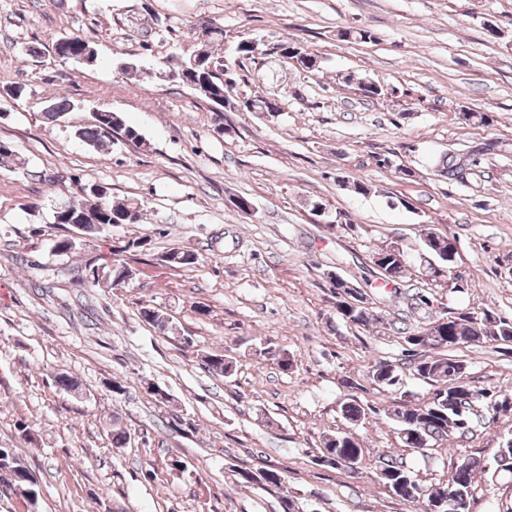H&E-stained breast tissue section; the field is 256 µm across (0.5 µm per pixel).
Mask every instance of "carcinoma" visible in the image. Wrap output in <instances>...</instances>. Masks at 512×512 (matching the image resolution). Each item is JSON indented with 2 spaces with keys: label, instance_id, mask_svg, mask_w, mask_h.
Listing matches in <instances>:
<instances>
[{
  "label": "carcinoma",
  "instance_id": "carcinoma-1",
  "mask_svg": "<svg viewBox=\"0 0 512 512\" xmlns=\"http://www.w3.org/2000/svg\"><path fill=\"white\" fill-rule=\"evenodd\" d=\"M224 42V28L217 26L212 29L209 43L203 46V55L182 59L171 76L182 84L198 86L200 97L209 102L219 99L224 106L234 109L238 106L250 112L279 111L278 104L267 98L232 102L226 95V88L235 84L231 68L224 63L222 57L215 55L213 48ZM55 53L64 61L78 62L91 66L97 62V52L91 43L77 35L58 39ZM118 134L127 141L141 140L139 132L125 125L121 116L108 112L104 122L92 124L78 131V135L94 147H102L112 142V135ZM13 171L25 170V161L20 157L14 146L0 140V168ZM438 172L457 180L466 178V167L448 161L443 156L438 161ZM104 187L98 184L86 185L80 189V198L64 205L53 213L55 224H89L91 235L104 232L116 223L137 224L141 221L140 203H112ZM424 250L433 258L427 262V269L436 265L446 269L451 263L448 259V239L421 236ZM404 251L397 247H380L372 252L371 262L381 276L384 285L397 286L407 272ZM199 255L190 250L173 249L167 253L165 262L172 267H186L198 264ZM354 296L347 299L336 298L334 309L336 316L347 324L366 329L380 321L373 308H364L352 304ZM141 317L152 326L161 330L170 327V318L161 310L144 306ZM448 323L445 330L436 333L435 328L413 326L403 329V339L408 346L404 366L411 375L434 386L433 396L425 405H409L397 402L384 410V414L397 426L399 438L406 447L413 444L432 446L437 442H448L452 439L474 435L475 427L482 417V409L487 407L496 413L512 411V389L505 388L494 394L471 385L468 379V364L465 360L448 354V350L459 344H488L498 349L512 348V320L496 313L491 307L466 308L446 315ZM264 354L274 359L279 368L287 372L292 368L293 357L288 351L275 348L264 349ZM207 370L217 376L229 378L235 370L233 358L223 354H209L204 357ZM367 382L387 388H399L402 385V374L394 364L385 360L375 362L366 374ZM339 411L342 418L349 424L356 425L367 415L376 413L370 405L355 396L343 400ZM363 448L353 434L340 432L323 439L321 457L333 460V467L340 466V460L348 457H360ZM497 467L512 470V439L500 445L494 455ZM21 473L14 484L20 486V493L30 503L37 498L34 484L27 479L28 469L21 461H16ZM486 468L480 459L463 457L454 466L451 479L438 487H426L420 483L417 475L401 458H380L376 467L377 478L392 490L395 496L420 505L431 500L442 503L439 512H448V498L453 495H471L475 472ZM236 483L240 486L262 485L278 488L284 476L276 468H264L253 471L241 468L236 471Z\"/></svg>",
  "mask_w": 512,
  "mask_h": 512
}]
</instances>
